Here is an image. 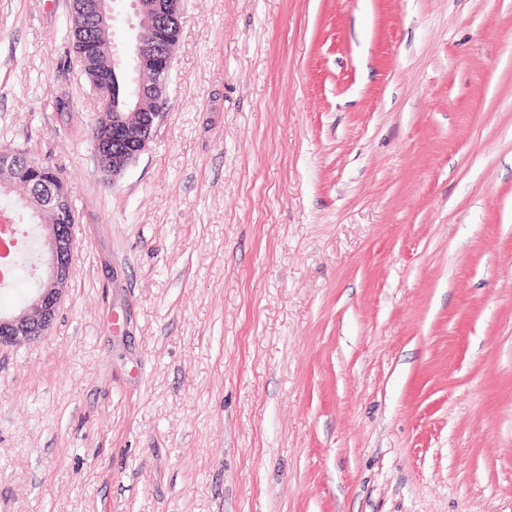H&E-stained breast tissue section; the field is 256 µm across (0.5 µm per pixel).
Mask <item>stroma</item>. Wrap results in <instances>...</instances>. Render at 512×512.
Masks as SVG:
<instances>
[{"mask_svg": "<svg viewBox=\"0 0 512 512\" xmlns=\"http://www.w3.org/2000/svg\"><path fill=\"white\" fill-rule=\"evenodd\" d=\"M69 13L0 0V149L76 213L0 512H512V0H185L113 182Z\"/></svg>", "mask_w": 512, "mask_h": 512, "instance_id": "1", "label": "stroma"}]
</instances>
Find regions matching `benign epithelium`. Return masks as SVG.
<instances>
[{
	"label": "benign epithelium",
	"instance_id": "7a95c632",
	"mask_svg": "<svg viewBox=\"0 0 512 512\" xmlns=\"http://www.w3.org/2000/svg\"><path fill=\"white\" fill-rule=\"evenodd\" d=\"M133 13L152 14L157 23L145 32L134 30L130 37L136 93L130 115L117 109L112 122L100 128L101 141L112 153L94 150L102 173L117 179L147 149L161 116L159 105L166 87L165 76L173 66L174 46L167 41L166 28L174 20L176 0H129ZM80 16L90 19L105 32L112 20V0H87ZM41 235L47 253L44 279L22 307L0 314V350L40 341L52 330L68 290L75 248L74 225L43 224Z\"/></svg>",
	"mask_w": 512,
	"mask_h": 512
}]
</instances>
